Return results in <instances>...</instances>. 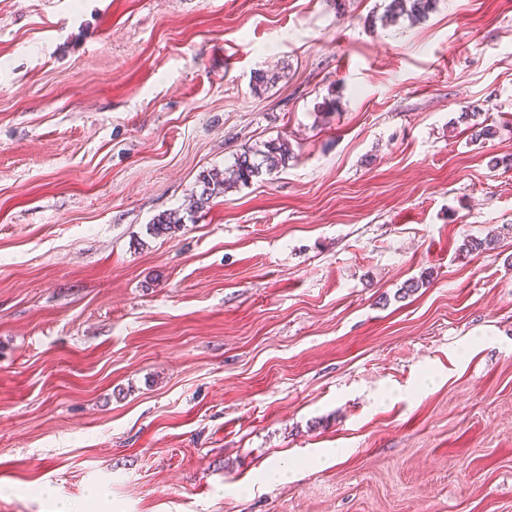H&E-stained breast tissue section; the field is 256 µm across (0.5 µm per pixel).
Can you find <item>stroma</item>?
<instances>
[{
	"label": "stroma",
	"instance_id": "1",
	"mask_svg": "<svg viewBox=\"0 0 512 512\" xmlns=\"http://www.w3.org/2000/svg\"><path fill=\"white\" fill-rule=\"evenodd\" d=\"M385 5L0 0V512H512V0ZM384 21H396L406 18L409 21L417 22L425 20L429 13L434 10L436 0H388ZM293 157L294 152L284 139L272 140L264 145V149L247 148L234 157L233 176L227 179L223 172H212L214 169L202 177L201 188L189 197L186 210L191 214L204 211L216 195L236 184H248L253 177L263 172V168L269 173L279 168H287Z\"/></svg>",
	"mask_w": 512,
	"mask_h": 512
}]
</instances>
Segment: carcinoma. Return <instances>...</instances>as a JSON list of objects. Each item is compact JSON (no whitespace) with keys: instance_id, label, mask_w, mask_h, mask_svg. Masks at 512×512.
<instances>
[{"instance_id":"cac0c4a2","label":"carcinoma","mask_w":512,"mask_h":512,"mask_svg":"<svg viewBox=\"0 0 512 512\" xmlns=\"http://www.w3.org/2000/svg\"><path fill=\"white\" fill-rule=\"evenodd\" d=\"M435 0H389L383 15L384 20L395 21L406 18L412 22L424 20L434 10ZM294 158V152L285 139L272 140L262 149L248 148L234 157L232 176L224 177L222 172H209L202 177L201 188L192 194L188 200L187 210L196 214L206 209L213 197L236 185H246L252 178L263 171L272 172L279 168L288 167ZM182 223V217L176 211L158 214L149 231L153 235L172 234Z\"/></svg>"}]
</instances>
